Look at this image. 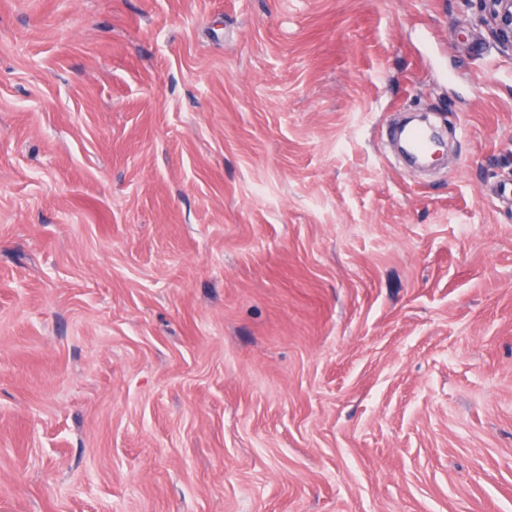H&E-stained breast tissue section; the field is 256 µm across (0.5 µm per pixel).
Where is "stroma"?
Returning <instances> with one entry per match:
<instances>
[{
  "label": "stroma",
  "instance_id": "1",
  "mask_svg": "<svg viewBox=\"0 0 512 512\" xmlns=\"http://www.w3.org/2000/svg\"><path fill=\"white\" fill-rule=\"evenodd\" d=\"M0 512H512L483 0H0Z\"/></svg>",
  "mask_w": 512,
  "mask_h": 512
}]
</instances>
